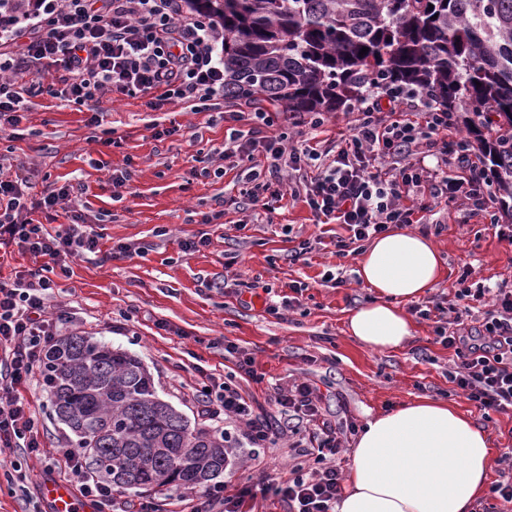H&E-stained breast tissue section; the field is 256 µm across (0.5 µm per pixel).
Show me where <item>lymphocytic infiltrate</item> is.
Listing matches in <instances>:
<instances>
[{
	"label": "lymphocytic infiltrate",
	"mask_w": 512,
	"mask_h": 512,
	"mask_svg": "<svg viewBox=\"0 0 512 512\" xmlns=\"http://www.w3.org/2000/svg\"><path fill=\"white\" fill-rule=\"evenodd\" d=\"M222 34L209 19L185 13L183 0H0V126L18 127L30 98L47 93L84 106L109 94L149 96L151 108L179 101L192 111L224 107ZM395 93L376 89L356 104L353 132L334 151H322L310 139H289L273 132L266 112H231L234 122L221 156L246 178L245 198L303 200L315 216L343 227L333 239L336 256L352 244L410 224L415 199L425 186L440 194L463 193L470 211L489 213L482 158L460 146L462 175L442 177L448 166V135L456 128L426 94L416 112H382L381 101ZM435 158L427 166L426 158ZM34 171L0 153V247L19 245L44 257V266L0 281V447L40 455L39 420L18 396L19 387L42 375L47 346L57 332L49 313V292L57 277L68 275L74 258L98 253L99 236L85 227L82 188L49 185L41 197L29 193ZM64 212L65 231L49 232L34 213ZM491 298L477 335L462 328L472 302ZM423 319H436L437 343L456 356L448 380L483 412L512 406V287H471L460 275L449 305L415 306ZM205 406L213 416L241 423L250 445L247 458L289 440L294 452L314 459L277 476L259 469L238 482L233 494L224 484L206 491L192 512H251L258 496L271 494L288 512H335L343 477L336 466L347 441V426L322 418L321 396L306 380L277 388L273 411L256 410L231 379L209 378ZM47 472L71 473L80 496L112 502L111 483L100 479L79 448L59 449Z\"/></svg>",
	"instance_id": "1"
}]
</instances>
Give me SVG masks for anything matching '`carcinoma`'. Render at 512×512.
Returning a JSON list of instances; mask_svg holds the SVG:
<instances>
[{"mask_svg": "<svg viewBox=\"0 0 512 512\" xmlns=\"http://www.w3.org/2000/svg\"><path fill=\"white\" fill-rule=\"evenodd\" d=\"M188 4L224 34L230 101L308 113L347 110L375 85L431 94L474 137L512 221V0ZM45 375L56 416L113 485L196 486L224 471V437L190 429L137 357L71 336Z\"/></svg>", "mask_w": 512, "mask_h": 512, "instance_id": "carcinoma-1", "label": "carcinoma"}]
</instances>
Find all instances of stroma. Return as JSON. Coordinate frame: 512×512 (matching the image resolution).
<instances>
[{
	"mask_svg": "<svg viewBox=\"0 0 512 512\" xmlns=\"http://www.w3.org/2000/svg\"><path fill=\"white\" fill-rule=\"evenodd\" d=\"M137 95L74 107L50 95L32 98L19 127L0 130V151L35 164L33 195L47 183L83 184L87 223L100 237L99 253L74 262L55 280L51 304H62V336L93 337L138 357L160 399L185 415L192 426L222 434L224 424L204 414L195 390L203 374L224 376V344L252 357L258 379H237L243 392L267 403L275 386L289 380L315 383L327 415L351 417L356 426L419 397L451 402L492 439L494 448H512V408L484 417L448 380L453 353L436 343L434 323L415 319V334L399 351L372 352L345 331L349 310L371 293L358 279L359 252L339 257L330 241L335 224L317 223L308 206L289 198L243 205L245 184L238 171L219 173L227 122L216 112H193L173 101L161 109ZM275 129L289 137L319 141L321 149L352 133L351 111L323 113L314 128L310 114L273 115ZM112 142H101L103 133ZM103 161L104 169L93 166ZM126 174L113 186L111 174ZM412 231L429 237L443 261L442 278L430 301L451 300L462 271L473 285L512 281V244L501 240L488 218L469 213L462 194L433 199ZM223 211L221 223L206 215ZM208 234L209 244L193 254L184 241ZM311 253L292 259L301 241ZM138 248L136 256L109 260L114 244ZM345 286H337V279ZM259 282L239 292L238 282ZM303 284L302 295L292 285ZM281 307V316L268 306ZM166 329H157V322ZM22 394L44 425L43 452L54 457L71 446L73 434L51 408L49 393L31 383ZM28 475L24 488L0 484V512H52L42 494V460L7 448ZM203 487L119 488L116 505L129 512L149 497L159 512H191Z\"/></svg>",
	"mask_w": 512,
	"mask_h": 512,
	"instance_id": "obj_1",
	"label": "stroma"
}]
</instances>
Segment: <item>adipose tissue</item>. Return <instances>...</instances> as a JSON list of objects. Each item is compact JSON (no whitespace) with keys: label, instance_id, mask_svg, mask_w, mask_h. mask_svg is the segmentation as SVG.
Instances as JSON below:
<instances>
[{"label":"adipose tissue","instance_id":"adipose-tissue-1","mask_svg":"<svg viewBox=\"0 0 512 512\" xmlns=\"http://www.w3.org/2000/svg\"><path fill=\"white\" fill-rule=\"evenodd\" d=\"M442 272L438 248L422 235L394 230L375 239L357 270L372 299L351 311L349 335L370 351L400 350L413 335L403 303L426 294ZM494 454L486 432L452 403L418 398L366 422L336 512H470Z\"/></svg>","mask_w":512,"mask_h":512}]
</instances>
